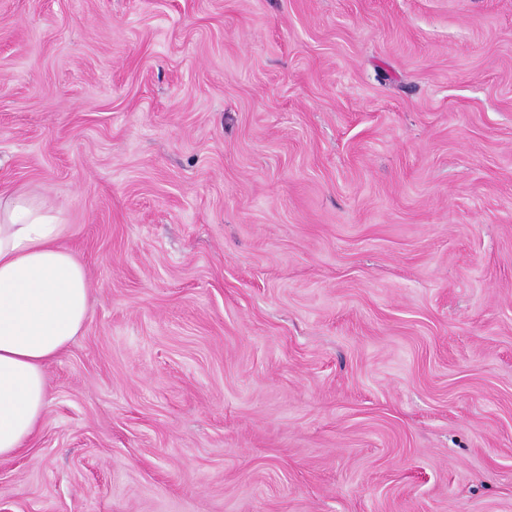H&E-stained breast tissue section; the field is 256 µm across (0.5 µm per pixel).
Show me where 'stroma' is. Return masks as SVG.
<instances>
[{"instance_id": "stroma-1", "label": "stroma", "mask_w": 512, "mask_h": 512, "mask_svg": "<svg viewBox=\"0 0 512 512\" xmlns=\"http://www.w3.org/2000/svg\"><path fill=\"white\" fill-rule=\"evenodd\" d=\"M0 189L92 307L0 512H512V0H0Z\"/></svg>"}]
</instances>
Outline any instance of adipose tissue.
I'll list each match as a JSON object with an SVG mask.
<instances>
[{
    "label": "adipose tissue",
    "instance_id": "obj_1",
    "mask_svg": "<svg viewBox=\"0 0 512 512\" xmlns=\"http://www.w3.org/2000/svg\"><path fill=\"white\" fill-rule=\"evenodd\" d=\"M67 232L53 203L0 191V460L32 439L49 406L46 367L89 319L87 271Z\"/></svg>",
    "mask_w": 512,
    "mask_h": 512
}]
</instances>
